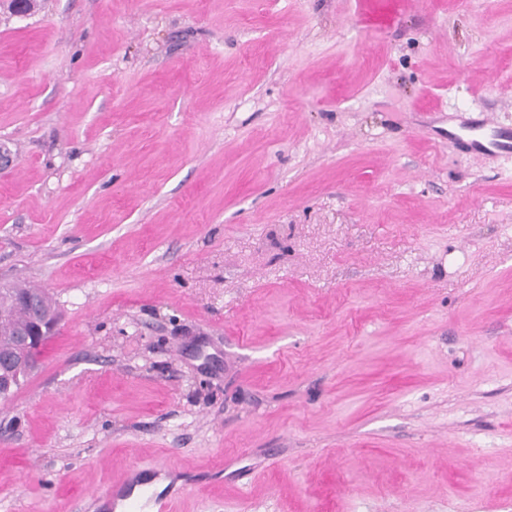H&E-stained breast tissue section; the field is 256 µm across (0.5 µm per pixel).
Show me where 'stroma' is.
I'll return each instance as SVG.
<instances>
[{
    "label": "stroma",
    "instance_id": "1",
    "mask_svg": "<svg viewBox=\"0 0 512 512\" xmlns=\"http://www.w3.org/2000/svg\"><path fill=\"white\" fill-rule=\"evenodd\" d=\"M512 0L0 5V282L58 302L0 512H512ZM472 144L480 152L487 154H511L512 139L498 134H480L472 138ZM158 471V469L130 468L126 479L118 485H113L112 490H107L101 497L112 498L113 510L122 503L124 510L120 511L121 507L117 508L120 512H170L171 500L145 496L137 492L146 486Z\"/></svg>",
    "mask_w": 512,
    "mask_h": 512
}]
</instances>
